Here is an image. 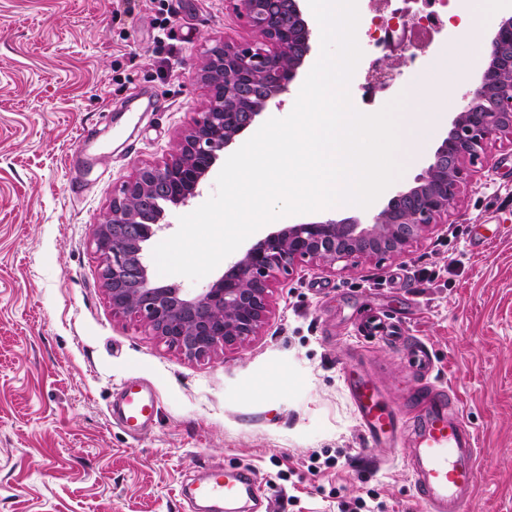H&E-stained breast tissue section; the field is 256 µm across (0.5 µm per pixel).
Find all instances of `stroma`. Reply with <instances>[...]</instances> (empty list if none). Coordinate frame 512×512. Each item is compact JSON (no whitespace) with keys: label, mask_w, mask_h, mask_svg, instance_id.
I'll return each instance as SVG.
<instances>
[{"label":"stroma","mask_w":512,"mask_h":512,"mask_svg":"<svg viewBox=\"0 0 512 512\" xmlns=\"http://www.w3.org/2000/svg\"><path fill=\"white\" fill-rule=\"evenodd\" d=\"M359 14V111L409 93L454 46L449 27L412 30L389 86L370 91L383 50L366 31L391 11L360 0ZM250 37L224 0H0V512H197L184 487L213 468L255 471L275 512H336L371 494L389 512H421L410 436L366 441L348 373L368 378L407 428L422 410L416 388L457 399L480 450L467 512H512V134L489 143L447 225L405 257L296 263L243 345L190 358L113 312L96 226L115 189L170 158L205 109L193 64L202 45ZM449 129L411 152L400 129L402 175L355 218L412 186ZM475 231L492 238L480 252ZM372 308L401 339L363 337ZM417 342L430 376L408 371ZM127 383L158 402L140 434L112 418Z\"/></svg>","instance_id":"stroma-1"}]
</instances>
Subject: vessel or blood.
Instances as JSON below:
<instances>
[{"mask_svg":"<svg viewBox=\"0 0 512 512\" xmlns=\"http://www.w3.org/2000/svg\"><path fill=\"white\" fill-rule=\"evenodd\" d=\"M345 383L355 407L359 427L373 444L395 443L402 431L396 415L378 398L365 378L346 376ZM426 403L413 429L409 457L416 497L423 512H465L477 481L476 437L462 418L458 405L435 391H422ZM157 401L152 390L127 386L113 409L124 428L140 433L152 425ZM256 478L248 472L211 471L197 488L204 498L233 499L241 491H254Z\"/></svg>","mask_w":512,"mask_h":512,"instance_id":"obj_1","label":"vessel or blood"}]
</instances>
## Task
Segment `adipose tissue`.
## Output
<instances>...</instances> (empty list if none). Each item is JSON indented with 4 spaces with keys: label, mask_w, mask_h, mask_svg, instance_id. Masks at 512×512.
I'll return each instance as SVG.
<instances>
[{
    "label": "adipose tissue",
    "mask_w": 512,
    "mask_h": 512,
    "mask_svg": "<svg viewBox=\"0 0 512 512\" xmlns=\"http://www.w3.org/2000/svg\"><path fill=\"white\" fill-rule=\"evenodd\" d=\"M502 0H458L461 22V49L445 52L417 80L418 91L406 101L405 121L415 139L444 122L448 106L458 88L484 54V45L473 32V26L494 10L502 8Z\"/></svg>",
    "instance_id": "adipose-tissue-1"
}]
</instances>
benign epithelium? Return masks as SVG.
<instances>
[{
	"label": "benign epithelium",
	"instance_id": "1",
	"mask_svg": "<svg viewBox=\"0 0 512 512\" xmlns=\"http://www.w3.org/2000/svg\"><path fill=\"white\" fill-rule=\"evenodd\" d=\"M254 38L207 45L197 66L208 105L178 142L169 159L144 166L112 196V207L95 234L101 278L112 311L139 318L168 345L193 358L241 345L256 335L270 312L272 283L295 263L333 267L358 257L402 256L443 224L471 167L487 160L496 136L512 133V11L488 31L487 62L456 101L447 137L415 185L399 192L372 222L327 219L289 224L246 250L224 273L190 295L154 283L145 261L146 243L164 229L165 206H186L201 194L219 153L252 126L270 102L290 91L312 50L313 30L302 0H226ZM399 14L384 27L380 44L385 67L400 61L411 24L432 23L428 15Z\"/></svg>",
	"mask_w": 512,
	"mask_h": 512
}]
</instances>
